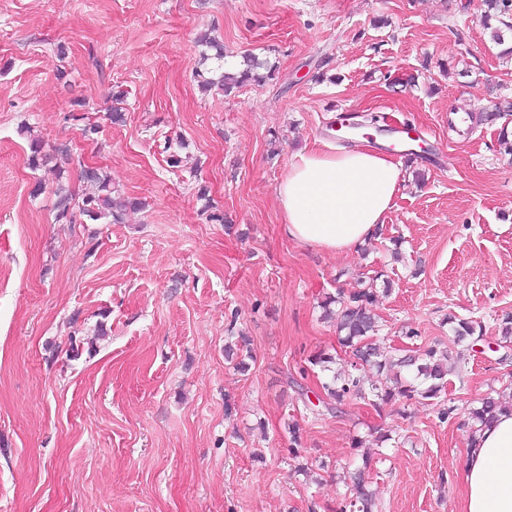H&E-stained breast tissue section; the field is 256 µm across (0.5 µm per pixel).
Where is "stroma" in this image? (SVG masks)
I'll use <instances>...</instances> for the list:
<instances>
[{
	"label": "stroma",
	"instance_id": "35a3bbf8",
	"mask_svg": "<svg viewBox=\"0 0 512 512\" xmlns=\"http://www.w3.org/2000/svg\"><path fill=\"white\" fill-rule=\"evenodd\" d=\"M481 14L480 0H0V512H340L350 466L376 512H463L469 410L512 397L496 352L512 157L500 124H450L512 99V59ZM211 28L274 78L201 93L196 37ZM371 113L383 152L401 126L437 150L414 163L424 184L406 176L365 249L289 240L275 189L294 152L356 146L341 126ZM34 137L69 147L63 175L31 168ZM84 164L141 208L57 221L56 182L82 191ZM379 271L384 346L465 358L446 421L422 400L312 406L308 358L351 360L320 304ZM451 314L482 340L457 347ZM243 338L245 373L224 357Z\"/></svg>",
	"mask_w": 512,
	"mask_h": 512
}]
</instances>
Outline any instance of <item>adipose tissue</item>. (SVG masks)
Returning a JSON list of instances; mask_svg holds the SVG:
<instances>
[{"label":"adipose tissue","instance_id":"ef3b65f1","mask_svg":"<svg viewBox=\"0 0 512 512\" xmlns=\"http://www.w3.org/2000/svg\"><path fill=\"white\" fill-rule=\"evenodd\" d=\"M401 181L400 163L367 138L349 150L300 151L276 188L283 231L317 249L357 250L384 223ZM463 482L464 512H512V413L480 432Z\"/></svg>","mask_w":512,"mask_h":512}]
</instances>
